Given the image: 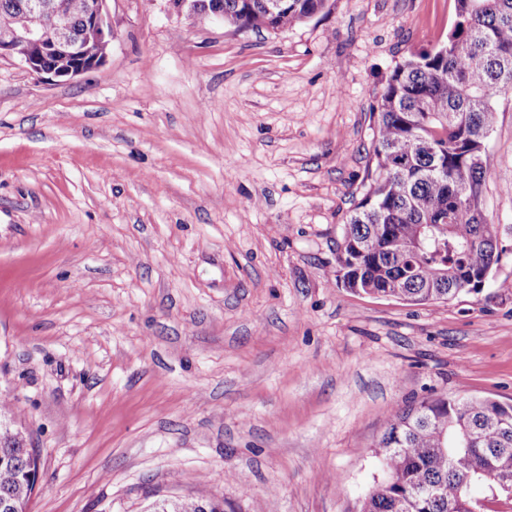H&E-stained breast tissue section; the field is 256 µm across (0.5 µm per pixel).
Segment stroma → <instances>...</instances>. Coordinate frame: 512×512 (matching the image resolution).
<instances>
[{
  "mask_svg": "<svg viewBox=\"0 0 512 512\" xmlns=\"http://www.w3.org/2000/svg\"><path fill=\"white\" fill-rule=\"evenodd\" d=\"M107 8L98 68L0 60V400L40 455L27 512H358L393 409L512 404V95L484 288L413 304L335 279L375 97L454 0H328L279 31ZM150 512H224V501L215 498L169 499L152 503Z\"/></svg>",
  "mask_w": 512,
  "mask_h": 512,
  "instance_id": "stroma-1",
  "label": "stroma"
}]
</instances>
